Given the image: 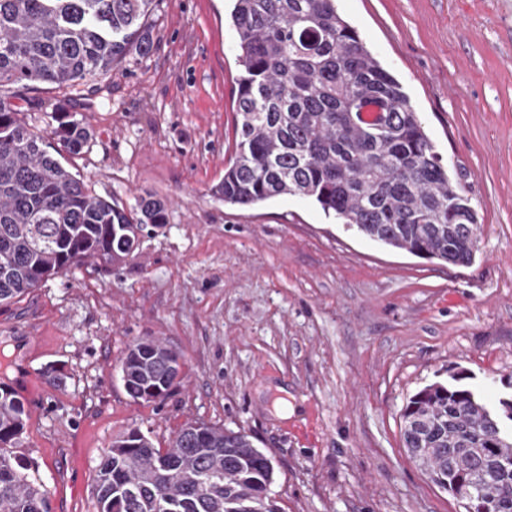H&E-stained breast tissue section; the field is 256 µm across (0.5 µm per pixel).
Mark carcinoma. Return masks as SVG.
<instances>
[{
  "mask_svg": "<svg viewBox=\"0 0 512 512\" xmlns=\"http://www.w3.org/2000/svg\"><path fill=\"white\" fill-rule=\"evenodd\" d=\"M154 0H0V88L93 87L131 50L145 54ZM241 75L235 158L214 192L239 208L298 196L369 239L414 256L467 266L482 224L464 185L448 175L399 82L367 49L336 0H231ZM365 101L382 105L374 125ZM54 125L22 123L0 97V303L88 258L116 265L167 224L151 194L130 208L90 193L58 159L91 133L63 101ZM177 354L133 341L121 379L135 402L165 398ZM452 373L412 395L403 447L430 481L473 512H512V431L487 422L479 393ZM22 397L0 385V512H49L21 447ZM272 459L248 435L188 424L170 448L130 428L97 466V512H282L268 493Z\"/></svg>",
  "mask_w": 512,
  "mask_h": 512,
  "instance_id": "obj_1",
  "label": "carcinoma"
}]
</instances>
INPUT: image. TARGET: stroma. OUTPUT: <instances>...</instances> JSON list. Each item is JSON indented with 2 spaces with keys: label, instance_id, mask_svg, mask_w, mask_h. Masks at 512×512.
Instances as JSON below:
<instances>
[{
  "label": "stroma",
  "instance_id": "stroma-1",
  "mask_svg": "<svg viewBox=\"0 0 512 512\" xmlns=\"http://www.w3.org/2000/svg\"><path fill=\"white\" fill-rule=\"evenodd\" d=\"M336 8L462 176L482 224L474 261L384 246L304 198L239 209L214 195L235 156L231 5L157 0L150 52L73 94L91 138L64 164L103 199H162L166 227L122 265L88 259L0 304V384L27 364L22 451L50 512H96V466L119 433L165 449L189 422L249 435L283 512H463L408 459L401 413L452 369L488 404L512 396V0ZM142 338L183 363L160 403L121 381Z\"/></svg>",
  "mask_w": 512,
  "mask_h": 512
}]
</instances>
